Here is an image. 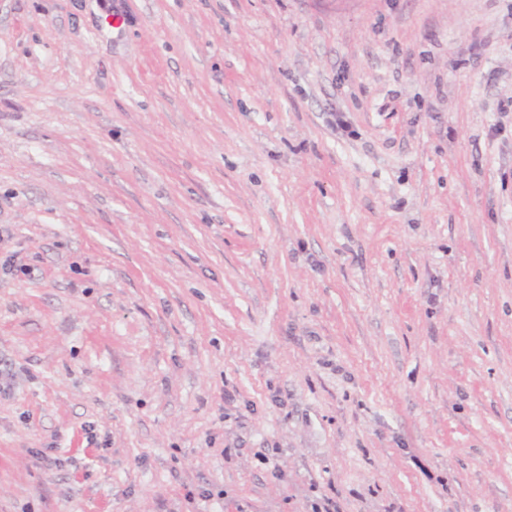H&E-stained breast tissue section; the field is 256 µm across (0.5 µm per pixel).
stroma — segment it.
Returning <instances> with one entry per match:
<instances>
[{
	"label": "stroma",
	"instance_id": "1",
	"mask_svg": "<svg viewBox=\"0 0 512 512\" xmlns=\"http://www.w3.org/2000/svg\"><path fill=\"white\" fill-rule=\"evenodd\" d=\"M0 512H512V0H0Z\"/></svg>",
	"mask_w": 512,
	"mask_h": 512
}]
</instances>
